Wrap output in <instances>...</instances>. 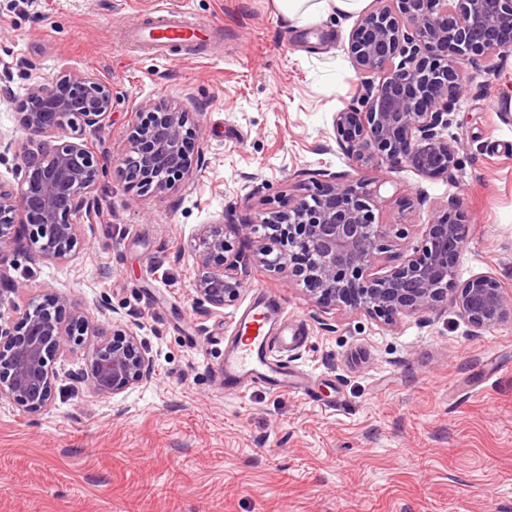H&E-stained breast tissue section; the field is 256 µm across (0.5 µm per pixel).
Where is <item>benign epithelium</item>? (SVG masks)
<instances>
[{"instance_id":"7a95c632","label":"benign epithelium","mask_w":512,"mask_h":512,"mask_svg":"<svg viewBox=\"0 0 512 512\" xmlns=\"http://www.w3.org/2000/svg\"><path fill=\"white\" fill-rule=\"evenodd\" d=\"M357 20L348 53L359 74L355 104L333 120L336 144L351 167H408L428 179L450 180L456 147L443 136L448 114L466 87V66L484 57L512 54V0H379ZM112 87L93 75L62 73L36 82L19 125L27 146L17 181H0V280L6 275L4 245L30 226L41 257L65 260L90 219L101 166L84 141L55 142L61 130L99 128L112 113ZM195 129L189 113L160 107L133 126L122 169L142 191L164 193L204 165L190 149ZM329 184L288 211L261 220L279 246L269 266L300 278L319 305L346 306L392 320L423 313L456 289L459 315L483 331L512 320V292L491 274L456 285V263L469 226L460 201L427 225L422 241L405 247L402 263L381 272L387 252L385 224L376 217L377 191L347 175L327 174ZM207 266L195 283L210 305H233L248 268L233 253L224 225L206 224L194 245ZM93 337L86 373L73 379L96 396H110L150 382L153 364L137 336L108 329L86 308L61 297L32 305L15 319L0 314V404L28 414L47 410L57 375L54 366L77 336Z\"/></svg>"}]
</instances>
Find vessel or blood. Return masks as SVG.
Here are the masks:
<instances>
[{"instance_id": "b4317fda", "label": "vessel or blood", "mask_w": 512, "mask_h": 512, "mask_svg": "<svg viewBox=\"0 0 512 512\" xmlns=\"http://www.w3.org/2000/svg\"><path fill=\"white\" fill-rule=\"evenodd\" d=\"M212 25L186 22L180 10L158 7L151 17L133 23L127 31L130 41L139 43L156 56L163 55L173 45H196L211 36ZM279 305L263 298L237 321L236 335L216 371L228 393H237L260 383L279 392H304L305 379L289 374L287 367L271 360L269 334L279 327Z\"/></svg>"}]
</instances>
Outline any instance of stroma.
<instances>
[{"label":"stroma","mask_w":512,"mask_h":512,"mask_svg":"<svg viewBox=\"0 0 512 512\" xmlns=\"http://www.w3.org/2000/svg\"><path fill=\"white\" fill-rule=\"evenodd\" d=\"M150 0H0V133L23 145L17 102L66 71L113 91L102 128L66 130L102 167L94 213L70 258L11 246L0 315L61 295L100 322L108 311L151 357L150 383L107 397L73 391L88 338L71 345L48 410L0 404V512H512V321L475 331L454 300L392 321L309 300L266 266L259 221L309 197L324 172L380 183L386 269L420 242L449 197L468 243L457 281L494 274L512 289V56L499 76L467 65L468 90L446 131L453 181L402 168L350 171L333 130L360 83L347 53L356 15L298 24L273 0H181L218 25L205 47L157 59L123 42ZM190 113L205 164L162 194L119 170L133 125L158 106ZM425 202H418V195ZM225 233L249 276L238 301H199L194 240ZM250 224L248 234L234 226ZM276 295L303 339L272 356L312 393L257 386L229 395L214 368L260 291Z\"/></svg>","instance_id":"obj_1"}]
</instances>
